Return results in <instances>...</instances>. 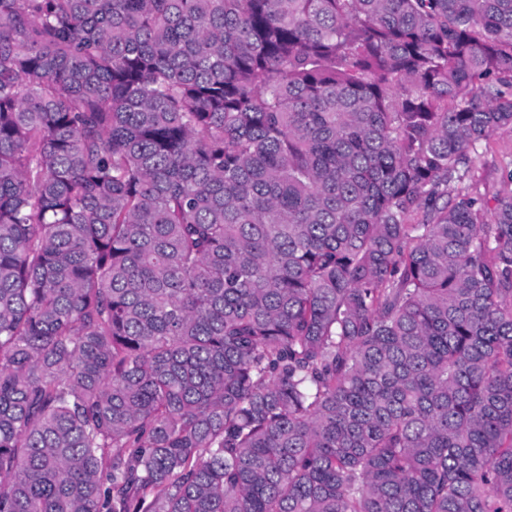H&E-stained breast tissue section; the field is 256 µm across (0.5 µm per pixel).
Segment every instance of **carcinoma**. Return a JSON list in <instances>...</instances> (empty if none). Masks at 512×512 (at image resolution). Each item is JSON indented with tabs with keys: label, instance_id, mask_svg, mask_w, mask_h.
Wrapping results in <instances>:
<instances>
[{
	"label": "carcinoma",
	"instance_id": "1",
	"mask_svg": "<svg viewBox=\"0 0 512 512\" xmlns=\"http://www.w3.org/2000/svg\"><path fill=\"white\" fill-rule=\"evenodd\" d=\"M512 0H0V512H512ZM512 155V131L500 130L488 143H482L471 153V168L479 182L480 192L490 199L501 188L502 166Z\"/></svg>",
	"mask_w": 512,
	"mask_h": 512
}]
</instances>
